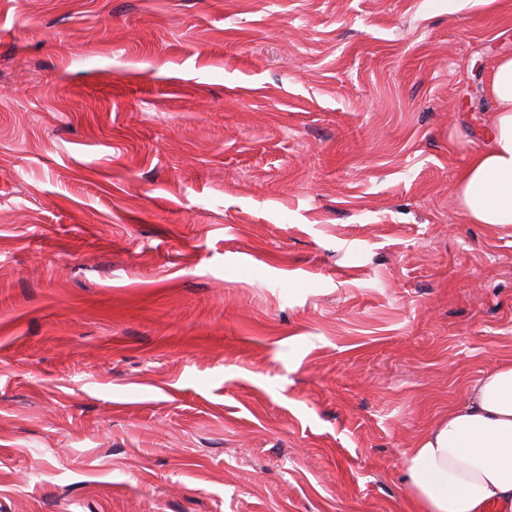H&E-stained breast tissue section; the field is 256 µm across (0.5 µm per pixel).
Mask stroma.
Instances as JSON below:
<instances>
[{
    "mask_svg": "<svg viewBox=\"0 0 512 512\" xmlns=\"http://www.w3.org/2000/svg\"><path fill=\"white\" fill-rule=\"evenodd\" d=\"M503 54L512 0H0V512H414L512 358ZM490 85L495 109L457 176V200L468 223L512 226V57L495 62Z\"/></svg>",
    "mask_w": 512,
    "mask_h": 512,
    "instance_id": "stroma-1",
    "label": "stroma"
}]
</instances>
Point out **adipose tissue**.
Instances as JSON below:
<instances>
[{
    "label": "adipose tissue",
    "instance_id": "adipose-tissue-1",
    "mask_svg": "<svg viewBox=\"0 0 512 512\" xmlns=\"http://www.w3.org/2000/svg\"><path fill=\"white\" fill-rule=\"evenodd\" d=\"M495 109L456 181L468 223L512 226V57L498 59ZM402 461L419 512H512V360L484 374Z\"/></svg>",
    "mask_w": 512,
    "mask_h": 512
}]
</instances>
